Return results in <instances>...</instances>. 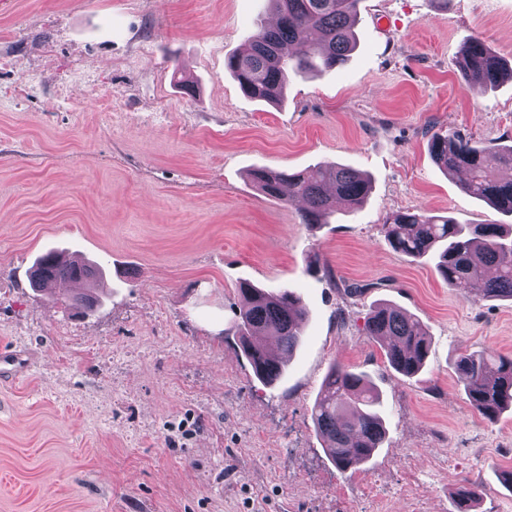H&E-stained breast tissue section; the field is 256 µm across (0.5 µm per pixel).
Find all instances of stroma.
<instances>
[{
  "mask_svg": "<svg viewBox=\"0 0 512 512\" xmlns=\"http://www.w3.org/2000/svg\"><path fill=\"white\" fill-rule=\"evenodd\" d=\"M260 19L265 0H0V349L26 367L0 377V512H453L475 480L474 512H512V409L484 419L454 370L512 356V301L461 297L383 230L407 210L498 223L428 140L512 145V81L457 66L475 37L512 64V0H361L348 64L291 77L277 105L224 68ZM318 164L370 176L364 206L309 228L248 177ZM49 250L104 268L92 315L33 290ZM243 281L308 310L272 387L235 334ZM381 301L432 338L416 377L366 334ZM334 364L379 389L387 428L347 472L311 417ZM482 485L480 483L471 482L466 486H462L453 499L455 512H472L474 504L480 495Z\"/></svg>",
  "mask_w": 512,
  "mask_h": 512,
  "instance_id": "obj_1",
  "label": "stroma"
}]
</instances>
